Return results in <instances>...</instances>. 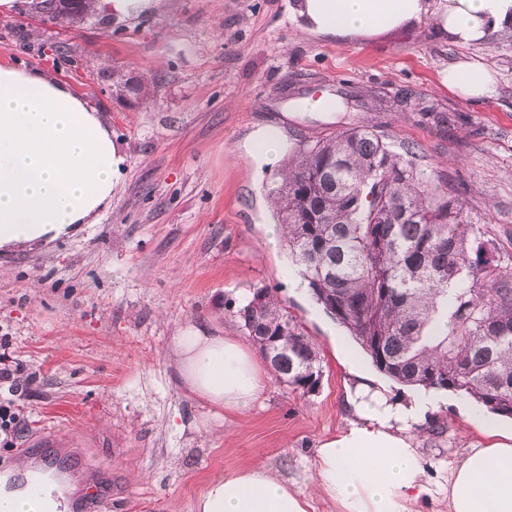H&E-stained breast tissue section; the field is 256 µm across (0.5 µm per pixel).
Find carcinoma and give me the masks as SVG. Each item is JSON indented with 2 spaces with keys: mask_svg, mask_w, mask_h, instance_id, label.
<instances>
[{
  "mask_svg": "<svg viewBox=\"0 0 512 512\" xmlns=\"http://www.w3.org/2000/svg\"><path fill=\"white\" fill-rule=\"evenodd\" d=\"M35 9L61 24L62 0ZM422 121H448L405 95ZM283 244L313 299L373 366L416 390L462 392L512 417V264L464 214L455 189L372 126L304 142L269 191ZM252 342L288 386L313 391L319 351L270 292L237 311Z\"/></svg>",
  "mask_w": 512,
  "mask_h": 512,
  "instance_id": "obj_1",
  "label": "carcinoma"
}]
</instances>
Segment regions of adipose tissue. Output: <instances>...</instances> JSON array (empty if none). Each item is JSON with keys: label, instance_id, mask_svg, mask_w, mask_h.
Masks as SVG:
<instances>
[{"label": "adipose tissue", "instance_id": "adipose-tissue-1", "mask_svg": "<svg viewBox=\"0 0 512 512\" xmlns=\"http://www.w3.org/2000/svg\"><path fill=\"white\" fill-rule=\"evenodd\" d=\"M433 18L451 42L467 46L512 31V0H297L301 31L327 38L375 37ZM443 85L473 101L492 97L488 67L459 60ZM125 157L87 100L40 71L0 64V252L18 253L75 235L96 223L119 185ZM171 354L183 386L216 411L232 415L254 407L268 386L262 361L235 336L207 335L195 325L174 337ZM357 418L315 450L310 488L256 462L211 479L195 512H314L326 499L338 512H413L422 500L444 502L448 512H512V422L459 404L460 414L486 438L460 458L441 463L437 478L425 468L412 430L435 402L392 401L367 383L350 396ZM36 479L31 462L0 474V512H62L67 502L52 482L31 499L17 475Z\"/></svg>", "mask_w": 512, "mask_h": 512}]
</instances>
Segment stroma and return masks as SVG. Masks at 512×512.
I'll use <instances>...</instances> for the list:
<instances>
[{"label": "stroma", "instance_id": "1", "mask_svg": "<svg viewBox=\"0 0 512 512\" xmlns=\"http://www.w3.org/2000/svg\"><path fill=\"white\" fill-rule=\"evenodd\" d=\"M29 3L0 13V64L67 83L101 113L126 162L97 223L0 255V358L22 367V427L0 433V470L48 452L67 458L77 512H194L211 478L257 460L311 479L319 440L355 418L356 379L335 354L334 322L308 289L289 287L286 248L267 242L277 222L268 191L298 144L368 124L414 145L511 256L512 31L458 46L428 17L328 39L297 31L296 0H160L126 22L93 12L53 26L31 18ZM463 58L493 72L492 99L471 103L442 84ZM343 82L411 90L454 120L298 110ZM268 128L283 152L259 168L251 150ZM262 286L316 344L321 382L302 395L270 379L261 407L227 420L180 387L172 338L190 324L244 337L236 311ZM478 436L454 402L439 404L415 430L427 474Z\"/></svg>", "mask_w": 512, "mask_h": 512}]
</instances>
